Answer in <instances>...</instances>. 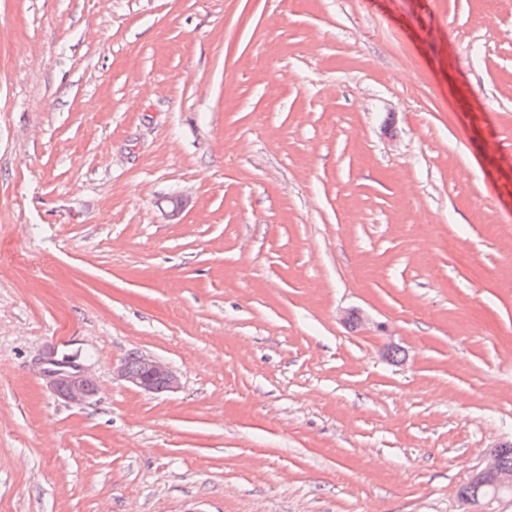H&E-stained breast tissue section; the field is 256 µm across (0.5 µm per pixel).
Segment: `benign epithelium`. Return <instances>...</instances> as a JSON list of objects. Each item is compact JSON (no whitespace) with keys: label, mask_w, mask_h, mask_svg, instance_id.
I'll use <instances>...</instances> for the list:
<instances>
[{"label":"benign epithelium","mask_w":512,"mask_h":512,"mask_svg":"<svg viewBox=\"0 0 512 512\" xmlns=\"http://www.w3.org/2000/svg\"><path fill=\"white\" fill-rule=\"evenodd\" d=\"M138 371L130 370L124 362L118 368V377L134 388L150 394L172 392L179 387L180 381L172 367L149 355L137 354ZM39 373L49 389L68 404L86 405L97 394L95 378L89 369L68 356L58 357L57 352L48 350L38 359ZM512 445L502 443L490 451L486 464L475 472L471 481L488 486L499 493L512 490V470L500 463V451Z\"/></svg>","instance_id":"obj_1"}]
</instances>
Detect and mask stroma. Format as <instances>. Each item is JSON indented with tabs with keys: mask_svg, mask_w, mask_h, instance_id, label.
Masks as SVG:
<instances>
[{
	"mask_svg": "<svg viewBox=\"0 0 512 512\" xmlns=\"http://www.w3.org/2000/svg\"><path fill=\"white\" fill-rule=\"evenodd\" d=\"M502 441L512 0H0V512H462ZM38 365L49 389L66 403L86 405L96 396L94 376L75 358H59L55 350H48L38 359ZM135 356L139 366L138 371H131L125 361L117 370L120 379L141 392L150 394L172 392L179 387V377L168 363L149 355L131 353L127 360L134 371L137 370L133 362Z\"/></svg>",
	"mask_w": 512,
	"mask_h": 512,
	"instance_id": "1",
	"label": "stroma"
}]
</instances>
